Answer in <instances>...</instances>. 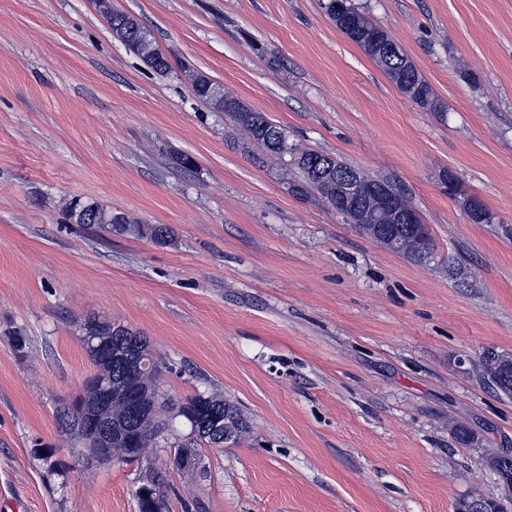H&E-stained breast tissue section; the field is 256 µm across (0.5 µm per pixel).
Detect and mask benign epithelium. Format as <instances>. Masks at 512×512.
Here are the masks:
<instances>
[{
    "label": "benign epithelium",
    "instance_id": "1",
    "mask_svg": "<svg viewBox=\"0 0 512 512\" xmlns=\"http://www.w3.org/2000/svg\"><path fill=\"white\" fill-rule=\"evenodd\" d=\"M336 176V198L340 202H356L363 224H413L412 212L404 208L383 184L361 170L349 167L344 170L325 169L322 178ZM121 326L103 327L84 325L82 341L86 349L100 356L103 361H121L128 369L129 380L120 385L110 380H91L85 383L79 404L77 432L89 442L87 459L98 463L113 461L112 445L119 443L125 448V461L141 459L149 447L148 423L158 422L161 410L158 403L143 396V388L152 370L141 360L135 348L118 344ZM121 401L126 409L124 428L113 433L112 402ZM184 413L192 419V436L202 441L210 437L224 440V411L206 408V405L187 407Z\"/></svg>",
    "mask_w": 512,
    "mask_h": 512
}]
</instances>
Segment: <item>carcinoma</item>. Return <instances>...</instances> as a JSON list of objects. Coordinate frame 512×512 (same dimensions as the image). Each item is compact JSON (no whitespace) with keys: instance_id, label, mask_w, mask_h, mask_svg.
<instances>
[{"instance_id":"1","label":"carcinoma","mask_w":512,"mask_h":512,"mask_svg":"<svg viewBox=\"0 0 512 512\" xmlns=\"http://www.w3.org/2000/svg\"><path fill=\"white\" fill-rule=\"evenodd\" d=\"M325 11L329 19L347 39L357 45L383 71L394 86L410 97L419 107L442 117L447 112L446 103L437 95L431 84L420 73L415 64L395 41L366 13L352 3V0H327ZM112 33L125 46L137 54L143 63L159 74L171 70V64L155 44L153 35L135 17L115 9L103 14ZM192 87L195 94L216 111L224 113L238 128L248 135L250 143L261 147V153L254 160L262 164L268 158L291 157V164L299 171L301 178L290 182V192L295 196L318 194L330 207H336V180L329 183L313 179L311 160L316 152L301 150L288 144L284 128L270 121L263 113L246 106L236 98L224 95L222 88L202 74L194 75ZM66 215L77 224L86 223V218L95 216V224L110 232L115 231L138 238H149L165 243L171 238V229L161 224H143L125 213H112L96 202L75 199L66 205ZM431 236L426 224H400L396 236L406 242L400 252L403 257L423 264L428 258L420 256L422 248L416 235ZM124 335L136 341L139 356L154 361L149 344L144 336L129 327ZM499 353L489 351L482 357L481 380L500 396L512 393V370L496 367ZM224 421L228 422L230 440L237 441L247 432L248 425L238 408L224 403Z\"/></svg>"}]
</instances>
